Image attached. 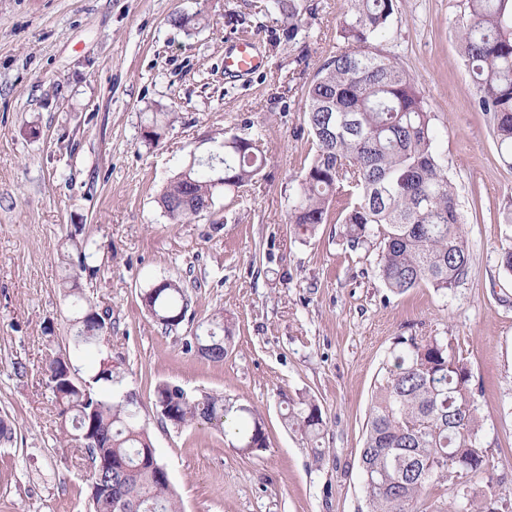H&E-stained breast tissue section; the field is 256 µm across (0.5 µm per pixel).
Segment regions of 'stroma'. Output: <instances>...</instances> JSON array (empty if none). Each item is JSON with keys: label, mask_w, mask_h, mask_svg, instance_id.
<instances>
[{"label": "stroma", "mask_w": 512, "mask_h": 512, "mask_svg": "<svg viewBox=\"0 0 512 512\" xmlns=\"http://www.w3.org/2000/svg\"><path fill=\"white\" fill-rule=\"evenodd\" d=\"M268 0H0V512H88L85 471L56 441L42 366L70 336L57 252L81 225L94 242L86 297L110 313L108 353L135 392L182 512H368L360 469L375 381L400 336L452 339L472 369L494 475L512 493V153L501 149L461 58L466 0H396L377 49L407 71L433 115L471 255L448 292L393 293L380 249L350 250L342 225L298 233L288 187L310 157L303 92L341 53L347 0H296L299 33ZM180 15L198 16L182 27ZM266 59L224 73L228 40ZM159 116L158 146L141 129ZM259 132L266 164L212 214L174 223L158 198L228 132ZM175 280L185 320L165 330L142 295ZM233 338L223 362L188 350L215 311ZM257 410L268 446L245 453L207 424L158 415L156 384ZM311 399L325 427L314 457L288 428L284 399Z\"/></svg>", "instance_id": "35a3bbf8"}]
</instances>
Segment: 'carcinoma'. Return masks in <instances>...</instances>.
<instances>
[{
  "label": "carcinoma",
  "mask_w": 512,
  "mask_h": 512,
  "mask_svg": "<svg viewBox=\"0 0 512 512\" xmlns=\"http://www.w3.org/2000/svg\"><path fill=\"white\" fill-rule=\"evenodd\" d=\"M271 2L298 32L295 0ZM394 2L349 0L341 25L347 49L325 60L304 91L314 153L289 187L288 223L312 234L334 220L344 226L352 250L378 237V274L386 288L403 293L429 285L445 292L467 280L470 252L455 187L435 151L431 112L406 70L372 44L387 29ZM467 9L458 39L477 89L475 108L489 117L500 145L512 149V0H467ZM263 160L260 136L226 134L209 161L169 183L159 203L170 219L189 222L213 208L220 190L250 183ZM219 164L222 187L214 183ZM92 256L88 239L66 235L60 288L72 310L71 352L53 354L44 365L59 423L57 442L83 454L90 512H117L118 502L128 512H181L139 412L125 396L97 389L120 382L112 361L101 358L87 380L68 375L71 354L102 352L112 330L110 315L84 299L79 283ZM143 302L167 330L185 320L190 304L185 289L170 280L153 284ZM210 325L197 338V352L222 362L232 330L220 311ZM471 379L468 362L449 340L398 339L374 385L360 454L370 512H420L422 498L444 484L448 502L442 512H512V496L490 473ZM154 398L176 427L204 422L223 429L229 421L239 447L252 453L267 447L261 415L246 406L218 395L193 397L167 382L155 387ZM285 422L322 458L324 420L317 404L288 408Z\"/></svg>",
  "instance_id": "obj_1"
}]
</instances>
